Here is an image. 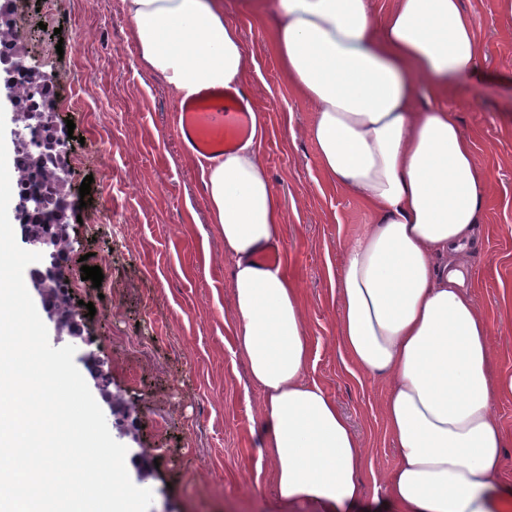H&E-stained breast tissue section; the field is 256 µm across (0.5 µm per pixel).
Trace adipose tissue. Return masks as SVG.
Masks as SVG:
<instances>
[{"label":"adipose tissue","mask_w":512,"mask_h":512,"mask_svg":"<svg viewBox=\"0 0 512 512\" xmlns=\"http://www.w3.org/2000/svg\"><path fill=\"white\" fill-rule=\"evenodd\" d=\"M141 65L181 99L239 89L249 56L224 0H122ZM274 22L272 48L290 91L308 102L321 171L374 223L350 236L338 274L339 347L353 375L382 380L381 416L395 466L375 487L397 512H494L512 502L495 412L512 375L493 371L490 325L464 257L491 188L452 96L468 93L483 53L479 19L460 0H240ZM249 139L200 168L210 222L232 262L234 334L274 467L279 512L300 502L345 512L371 465L311 376L302 293L279 247L284 215Z\"/></svg>","instance_id":"1"}]
</instances>
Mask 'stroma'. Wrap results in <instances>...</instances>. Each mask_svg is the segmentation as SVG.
I'll list each match as a JSON object with an SVG mask.
<instances>
[{
	"label": "stroma",
	"mask_w": 512,
	"mask_h": 512,
	"mask_svg": "<svg viewBox=\"0 0 512 512\" xmlns=\"http://www.w3.org/2000/svg\"><path fill=\"white\" fill-rule=\"evenodd\" d=\"M253 64L245 91L265 117L259 153L285 213L279 251L303 295L312 346L310 373L349 420L373 460L362 476L361 508L373 512L374 474L389 471L396 451L380 414L382 381L356 378L338 346L337 275L346 239L373 215L319 170L305 136L311 106L296 98L271 47V22L238 14ZM479 17L484 44L476 93L460 106L463 134L476 142L492 192L481 215L480 241L468 259L474 301L491 325L494 370L512 373V5L461 0ZM63 38L62 52L37 55L63 94L96 113L107 132L102 149L76 145L83 161L73 187L92 177L91 200L72 208L76 256L100 267L104 289L84 286L75 300L111 308L102 339L100 317L83 318L80 333L60 336L57 317L37 288L29 293L49 336L76 348L74 362L127 448L132 482L153 493L149 512H278L273 467L252 446L257 390L236 352L232 268L208 222L199 166L175 135L177 101L164 80L145 70L121 0H62L44 32ZM83 61L87 81L73 79ZM83 112H52L59 132L80 139ZM74 129H67V122ZM109 196L112 239L89 224ZM203 475H196L197 467Z\"/></svg>",
	"instance_id": "35a3bbf8"
}]
</instances>
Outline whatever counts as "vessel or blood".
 Returning a JSON list of instances; mask_svg holds the SVG:
<instances>
[{
  "instance_id": "vessel-or-blood-1",
  "label": "vessel or blood",
  "mask_w": 512,
  "mask_h": 512,
  "mask_svg": "<svg viewBox=\"0 0 512 512\" xmlns=\"http://www.w3.org/2000/svg\"><path fill=\"white\" fill-rule=\"evenodd\" d=\"M181 144L207 157H220L252 131V105L246 94L224 88H207L178 107Z\"/></svg>"
}]
</instances>
